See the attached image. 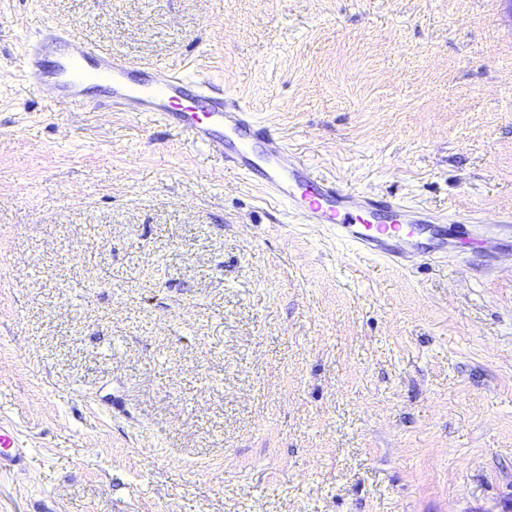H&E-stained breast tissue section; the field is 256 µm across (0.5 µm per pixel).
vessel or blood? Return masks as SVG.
<instances>
[{
    "instance_id": "obj_1",
    "label": "vessel or blood",
    "mask_w": 512,
    "mask_h": 512,
    "mask_svg": "<svg viewBox=\"0 0 512 512\" xmlns=\"http://www.w3.org/2000/svg\"><path fill=\"white\" fill-rule=\"evenodd\" d=\"M22 74L53 101L72 108L85 107L90 89L99 88L110 108L140 112L185 131L299 223L333 226L358 254L400 261L414 248L422 225L434 221L432 214L396 200L354 204L336 181L311 177L302 160L290 158L286 145H275L272 131L209 77L135 63L52 25L27 45Z\"/></svg>"
}]
</instances>
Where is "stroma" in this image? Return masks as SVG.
<instances>
[{"mask_svg": "<svg viewBox=\"0 0 512 512\" xmlns=\"http://www.w3.org/2000/svg\"><path fill=\"white\" fill-rule=\"evenodd\" d=\"M45 24L210 72L314 177L512 212V0H0V512H512V235L355 256L180 130L46 100Z\"/></svg>", "mask_w": 512, "mask_h": 512, "instance_id": "35a3bbf8", "label": "stroma"}]
</instances>
